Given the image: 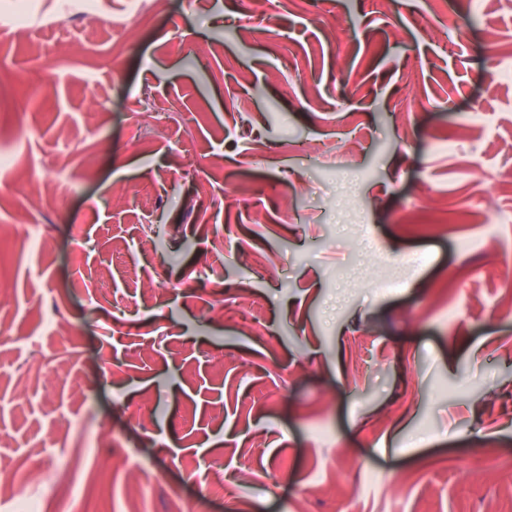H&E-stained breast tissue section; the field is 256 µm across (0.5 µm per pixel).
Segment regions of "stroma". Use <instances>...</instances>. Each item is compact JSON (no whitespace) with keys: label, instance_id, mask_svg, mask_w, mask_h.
I'll list each match as a JSON object with an SVG mask.
<instances>
[{"label":"stroma","instance_id":"35a3bbf8","mask_svg":"<svg viewBox=\"0 0 512 512\" xmlns=\"http://www.w3.org/2000/svg\"><path fill=\"white\" fill-rule=\"evenodd\" d=\"M0 70V182L63 167L0 192V462L72 464L44 512H512V0H166L0 28Z\"/></svg>","mask_w":512,"mask_h":512}]
</instances>
